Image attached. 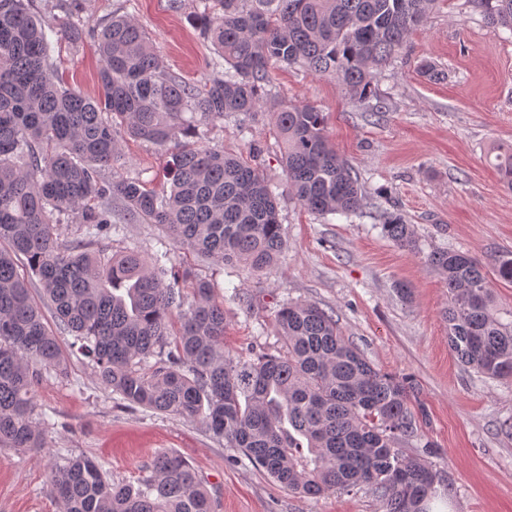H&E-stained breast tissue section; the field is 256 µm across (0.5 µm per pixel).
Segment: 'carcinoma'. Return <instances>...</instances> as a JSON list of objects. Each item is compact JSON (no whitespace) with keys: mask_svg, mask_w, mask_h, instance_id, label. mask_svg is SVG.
<instances>
[{"mask_svg":"<svg viewBox=\"0 0 512 512\" xmlns=\"http://www.w3.org/2000/svg\"><path fill=\"white\" fill-rule=\"evenodd\" d=\"M436 0H202L197 21L218 57L202 85L170 73L138 22L114 14L92 29L63 6L47 31L34 0H0V447H45L34 418L45 373L64 374L58 337L19 273L38 278L58 324L74 333L95 379L130 407L198 420L289 491L317 497L367 487L382 512H431L448 487L431 462L401 445L426 419L413 378L377 369L333 314L289 301L275 315L281 346L252 359L224 356V301L214 283L170 252L93 254L112 218L157 224L181 249L224 266L270 270L283 249L272 184L241 156L201 147V126L267 109L295 199L318 215L360 209L362 186L330 144L325 115L270 100L271 69L299 65L332 77L354 98L423 24ZM512 32V0H470ZM75 50L97 41L100 90L85 96L59 73L53 37ZM127 139L174 143L166 186L102 168ZM512 189V151L496 156ZM383 235L418 250L402 215H375ZM80 237L64 239L69 225ZM429 264L448 285V346L484 378L512 382V307L489 275L512 283V254L492 272L457 251ZM155 362H150V359ZM58 512H211L194 467L156 454L136 483L108 477L86 455L51 464Z\"/></svg>","mask_w":512,"mask_h":512,"instance_id":"obj_1","label":"carcinoma"}]
</instances>
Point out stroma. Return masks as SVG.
<instances>
[{
  "mask_svg": "<svg viewBox=\"0 0 512 512\" xmlns=\"http://www.w3.org/2000/svg\"><path fill=\"white\" fill-rule=\"evenodd\" d=\"M201 0H80L78 19L94 27L112 14L133 17L152 39L167 69L205 83L211 46L193 23ZM68 86L99 91L100 58L93 41L79 50L55 44ZM442 71L433 81L419 70ZM381 113L351 99L336 80L305 69L279 67L273 95L311 104L327 119L330 142L357 171L367 194L349 216H319L288 192L270 113L245 127L235 119L199 129L201 145L255 155L276 184L285 246L275 267L256 273L219 267L175 248L171 255L214 276L224 294V353L233 359L273 353L280 343L274 315L288 300L334 312L349 341L382 371L412 376L428 413L404 450L421 453L433 442L431 462L448 478L433 512H512V383L493 382L458 362L448 347L443 310L448 288L427 262L435 250L470 254L484 265L512 253V189L487 160L495 147H512V33L488 24L468 0H440L378 76ZM122 174L156 187L164 180L165 148L135 140L122 144ZM387 210L413 224L417 251L397 247L373 215ZM157 225L133 222L117 236L96 238L92 249L153 254L168 244ZM411 290L402 298L398 284ZM62 376L44 375L35 395L39 419L50 420L46 445L0 448V512H57L50 496L49 460L83 454L113 478L137 482L159 452L186 459L208 489L214 512H381L368 491L307 498L288 491L225 447L204 426L178 416L132 409L101 386L87 360L71 350Z\"/></svg>",
  "mask_w": 512,
  "mask_h": 512,
  "instance_id": "obj_1",
  "label": "stroma"
}]
</instances>
